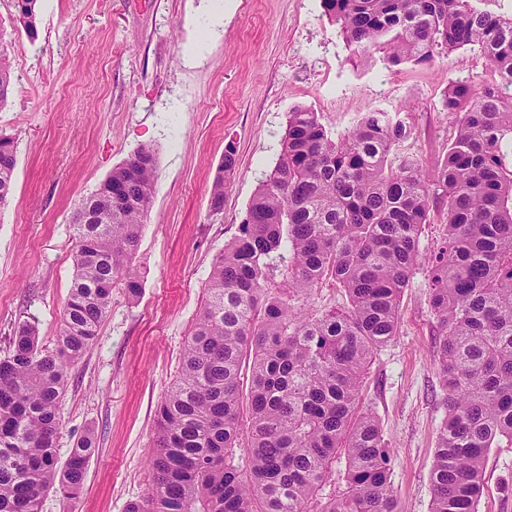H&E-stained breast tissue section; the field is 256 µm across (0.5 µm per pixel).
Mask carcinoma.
I'll return each mask as SVG.
<instances>
[{
	"label": "carcinoma",
	"instance_id": "carcinoma-1",
	"mask_svg": "<svg viewBox=\"0 0 512 512\" xmlns=\"http://www.w3.org/2000/svg\"><path fill=\"white\" fill-rule=\"evenodd\" d=\"M31 2L13 15L28 33L37 25ZM323 6L361 60L378 52L392 65L423 64L471 46L498 79L448 88L443 110L455 132L428 174L410 159L389 162L409 134L397 115L368 112L334 135L313 110L288 112L274 166L213 259L180 371L156 408L151 487L126 512H397L390 450L357 400L374 354L398 333L400 296L421 265V229L438 199L447 234L427 267L448 415L430 512H477L489 450L512 447V17L471 0ZM5 141L0 208L17 164L15 138ZM235 165L230 145L210 189L213 214ZM156 172V150L143 146L81 200L90 219L74 225L72 283L53 345L41 343L34 321L13 327L0 360V512H41L46 491L68 497L84 482L94 441L80 437L59 464V404L112 289L141 292L134 259ZM109 194L112 204H100ZM326 278L344 289L347 309L303 311L300 299ZM339 454L345 491L327 495Z\"/></svg>",
	"mask_w": 512,
	"mask_h": 512
}]
</instances>
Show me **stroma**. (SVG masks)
<instances>
[{"label": "stroma", "mask_w": 512, "mask_h": 512, "mask_svg": "<svg viewBox=\"0 0 512 512\" xmlns=\"http://www.w3.org/2000/svg\"><path fill=\"white\" fill-rule=\"evenodd\" d=\"M35 32L16 29L0 0V45L14 81L0 132L17 145L15 190L0 209V358L15 322L32 317L52 344L72 278V217L83 197L138 148L157 151L153 205L134 265L142 289L112 306L90 349L69 370L59 461L86 430L96 452L70 500L47 492L42 512H124L149 490L155 409L176 379L205 300L214 257L235 237L275 163L288 112L305 106L336 134L365 113H401L410 128L391 162L432 170L455 118L452 83H490L477 50L392 65L352 56L322 0H38ZM237 167L224 209L209 192L226 146ZM440 329L427 272L400 300L398 334L375 353L358 400L374 412L393 456L398 512H429V473L448 405L438 376ZM478 512H512V447L487 455Z\"/></svg>", "instance_id": "obj_1"}]
</instances>
